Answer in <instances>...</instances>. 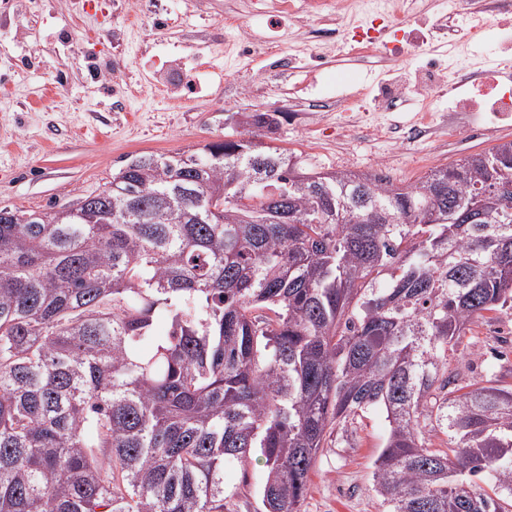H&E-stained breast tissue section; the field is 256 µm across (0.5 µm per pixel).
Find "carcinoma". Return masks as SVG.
Wrapping results in <instances>:
<instances>
[{"mask_svg":"<svg viewBox=\"0 0 512 512\" xmlns=\"http://www.w3.org/2000/svg\"><path fill=\"white\" fill-rule=\"evenodd\" d=\"M145 154L56 212L0 208V512H302L379 410L387 512H502L512 390L448 355L512 310V141L396 186L267 143ZM264 466L253 459L246 467L229 466L224 469V488L233 494L232 512H261L263 510L259 489L264 479Z\"/></svg>","mask_w":512,"mask_h":512,"instance_id":"carcinoma-1","label":"carcinoma"}]
</instances>
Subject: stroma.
<instances>
[{"label":"stroma","mask_w":512,"mask_h":512,"mask_svg":"<svg viewBox=\"0 0 512 512\" xmlns=\"http://www.w3.org/2000/svg\"><path fill=\"white\" fill-rule=\"evenodd\" d=\"M257 0H0V208L53 212L103 190L141 154L172 155L235 134V112H275L274 145L322 171L383 173L408 184L430 169L512 141V120H493V93L468 105L481 132L435 133L453 102L411 94L387 105L388 85L421 72L428 58L496 62L511 19L470 35L448 0H419L418 13L386 17L391 39L416 34L404 56L354 51L353 24L330 20L338 42L314 38L309 11L263 16ZM452 15L468 37L450 50L432 28ZM450 358L457 386L512 388V314L488 313ZM384 428L367 414L319 456L303 512H385L373 488ZM264 466L224 470L233 512H262Z\"/></svg>","instance_id":"obj_1"}]
</instances>
